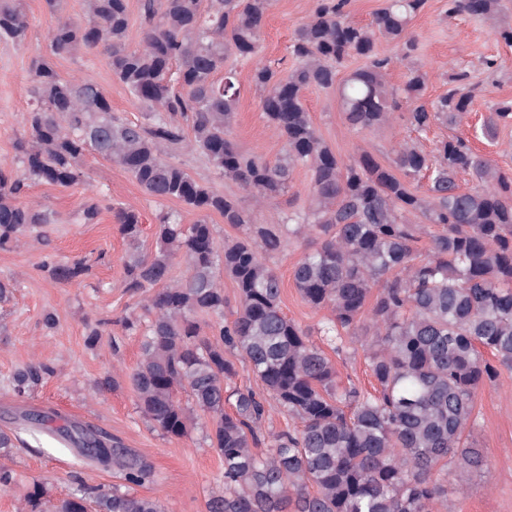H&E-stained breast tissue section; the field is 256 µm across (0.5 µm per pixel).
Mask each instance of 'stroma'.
I'll return each mask as SVG.
<instances>
[{"label": "stroma", "instance_id": "35a3bbf8", "mask_svg": "<svg viewBox=\"0 0 512 512\" xmlns=\"http://www.w3.org/2000/svg\"><path fill=\"white\" fill-rule=\"evenodd\" d=\"M313 5L314 0H274L263 24V60L282 71L293 66L289 46ZM24 6L30 19L26 42L0 43V165L5 167L14 161V144L24 134L23 115L33 105L26 92L33 58L49 55V31L57 20L77 18L83 12L82 0H63L55 17L45 11L44 0H24ZM447 9L448 0H427L412 22L411 30L418 41L416 59L429 74L425 96L433 100L443 94L449 76L457 71L468 72L472 81L482 83L483 92L475 97L467 120L454 132L471 138L477 151L499 167L512 169V127H499L493 139L475 134L489 117L494 102L512 99V45L494 34L499 25L512 24V9L490 19L465 14L451 18ZM488 59L497 61L496 73L486 70L484 62ZM54 63L67 77L93 75L113 111L132 120L139 118L138 105L113 79L103 49L58 57ZM227 66L233 70L239 90L234 141L242 150L276 161L284 143L263 116L260 94L250 77L251 63L232 59ZM303 103L318 134L347 163L367 151L380 163L390 164L394 145L408 134L398 117L376 130L351 128L334 87L305 90ZM175 161L215 190L239 199L261 224L308 203L310 174L302 166L294 169L285 196L258 207L198 155L185 150L176 155ZM86 169L96 191L139 211L144 246L154 248L153 228L162 203L143 194L129 175L110 161L90 156ZM84 196L80 187L32 186L29 200L57 216L56 223L49 227V245L33 241L21 248L0 249V279L17 281L10 300L0 302V429L17 436L5 459L16 473L15 482L7 491H0V512H16L20 501L37 484L44 485L51 497L60 498L80 483L109 489L117 482L112 473L87 463L59 438L25 425L20 414L26 410L55 413L105 430L153 463L154 480L138 487V495L159 498L168 512H206L210 492L223 480L224 462L209 448L204 429L197 427L186 437L171 438L153 429L137 413L127 376L138 361L140 339L122 335L117 324L139 301L122 284L121 258L127 244L118 234L111 213H104L95 224L70 223L71 213ZM300 253L299 246L289 245L272 264L282 280L285 314L314 332L327 312L311 308L294 286L292 268ZM48 254L92 259V274L78 287L54 281L40 268ZM49 314L57 320L52 329L44 324ZM102 320L112 321L110 334L102 336L97 347L87 346V332ZM32 362L54 367L55 373L27 395L17 396L12 376ZM114 379L119 382L115 388L110 385ZM476 411L478 419L468 443L479 451L483 463L469 472L465 483L449 481L448 495L438 503V512H512V373L502 372L494 386L479 392Z\"/></svg>", "mask_w": 512, "mask_h": 512}]
</instances>
